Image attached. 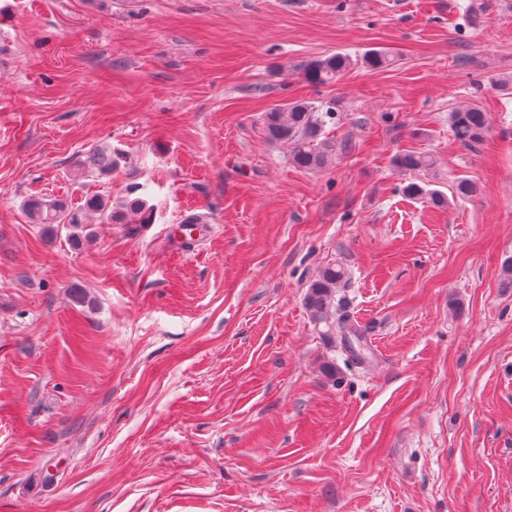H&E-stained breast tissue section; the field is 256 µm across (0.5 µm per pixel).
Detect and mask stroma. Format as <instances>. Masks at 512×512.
I'll return each instance as SVG.
<instances>
[{
    "instance_id": "obj_1",
    "label": "stroma",
    "mask_w": 512,
    "mask_h": 512,
    "mask_svg": "<svg viewBox=\"0 0 512 512\" xmlns=\"http://www.w3.org/2000/svg\"><path fill=\"white\" fill-rule=\"evenodd\" d=\"M382 48L395 66L361 65ZM489 74L512 77V0H0V512H512V93ZM296 99L344 106L324 169L267 136ZM469 100L473 147L448 123ZM95 148L118 165L78 177ZM133 191L151 221L79 248L24 208ZM331 263L360 367L303 305ZM351 66L346 54L336 53L311 61L303 71L305 81L313 86H324L335 82ZM449 122L455 138L465 146L479 144L488 132L487 113L474 102L455 108L449 115ZM394 164L404 171L426 170L433 167L434 160L426 153L405 152L395 156Z\"/></svg>"
}]
</instances>
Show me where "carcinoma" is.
I'll return each instance as SVG.
<instances>
[{
	"label": "carcinoma",
	"mask_w": 512,
	"mask_h": 512,
	"mask_svg": "<svg viewBox=\"0 0 512 512\" xmlns=\"http://www.w3.org/2000/svg\"><path fill=\"white\" fill-rule=\"evenodd\" d=\"M362 63L370 70H383L395 63V56L387 50L372 49L363 54ZM350 66L348 55L336 53L310 62L303 75L308 84L324 86L336 81ZM339 117L340 109L334 101L300 99L268 110L263 123L270 139L291 145V160L296 167L318 170L336 156V141L326 136V128L336 127ZM449 122L455 138L465 146L482 142L488 132L487 113L474 102L455 108L449 115ZM394 164L404 171L426 170L433 167L434 160L426 153L405 152L395 156ZM115 165L112 151L99 149L85 158L82 175H108ZM403 192L412 198L425 199L434 207L447 204L441 193L414 182L404 186ZM25 209L33 223L49 231L60 224L76 230L84 224L87 212L97 214L100 224L145 223L152 212V207L139 196L129 197L114 208L111 201L101 195L88 197L82 206L75 208L61 199L31 198L25 201ZM345 277L344 268L336 264L323 268L308 286L304 305L318 335L330 340L339 338L346 349V337L356 336L358 331L343 306L336 302V288Z\"/></svg>",
	"instance_id": "carcinoma-1"
}]
</instances>
